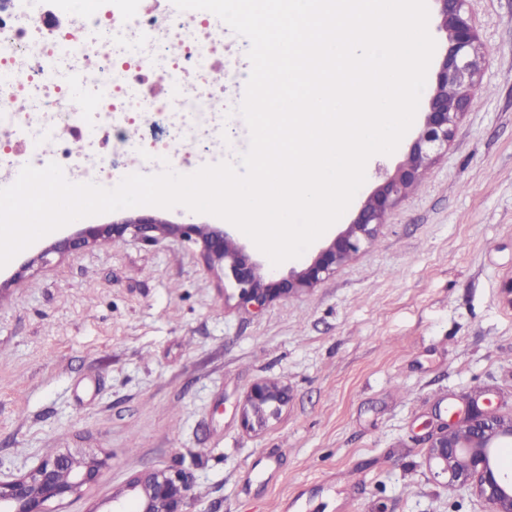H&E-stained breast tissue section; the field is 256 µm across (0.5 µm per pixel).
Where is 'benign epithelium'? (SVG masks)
<instances>
[{
	"label": "benign epithelium",
	"instance_id": "obj_1",
	"mask_svg": "<svg viewBox=\"0 0 512 512\" xmlns=\"http://www.w3.org/2000/svg\"><path fill=\"white\" fill-rule=\"evenodd\" d=\"M440 17L439 28L446 32V43L431 61L428 72L435 86L425 101V121L410 146L405 161L392 176L373 190L357 216L331 243L318 250L311 262L282 277L279 272H261V266L237 242L238 229L231 224H172L153 215L137 212L107 225L84 224L56 241L45 251L24 262L5 280L0 293L34 264L50 253L77 250L102 241H117L129 232L145 240L177 235L197 237L211 266H219L224 281L234 290L239 303L261 309L278 296L293 290L315 287L323 276L345 263L369 244L389 212L422 179L433 161L448 150L456 122L470 102L472 79L478 68L479 47L466 0H434ZM286 394L266 381L255 383L246 396L242 422L253 428L251 418L262 419L269 408L285 402ZM512 444V415H500L480 407L478 400L466 401L463 413L431 435L428 458L436 463L448 486L469 491L488 504L491 512H512V474L503 471L493 456L503 444ZM110 457L77 458L58 453L41 458L20 475H0V512H49L47 505L83 492L98 483L109 467ZM67 478H62V474ZM190 489L188 475L178 469L148 471L127 485L136 502V512H184Z\"/></svg>",
	"mask_w": 512,
	"mask_h": 512
}]
</instances>
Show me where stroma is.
Wrapping results in <instances>:
<instances>
[{
	"instance_id": "stroma-1",
	"label": "stroma",
	"mask_w": 512,
	"mask_h": 512,
	"mask_svg": "<svg viewBox=\"0 0 512 512\" xmlns=\"http://www.w3.org/2000/svg\"><path fill=\"white\" fill-rule=\"evenodd\" d=\"M485 53L471 103L374 241L316 287L238 305L200 241L125 236L0 293V472L109 456L53 512H107L148 470L190 478L184 512H488L434 478L428 433L471 397L512 413V0H468ZM374 176L302 258L350 224ZM286 401L256 431L257 381ZM264 457L269 483L245 471ZM285 399V392L275 384L266 381L256 382L246 396V404L242 412L243 425L247 429H252L251 416L257 418L258 421L262 420L269 408L274 405V409H277V406L283 404Z\"/></svg>"
}]
</instances>
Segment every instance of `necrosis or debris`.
<instances>
[{
  "label": "necrosis or debris",
  "instance_id": "necrosis-or-debris-1",
  "mask_svg": "<svg viewBox=\"0 0 512 512\" xmlns=\"http://www.w3.org/2000/svg\"><path fill=\"white\" fill-rule=\"evenodd\" d=\"M243 55V46L214 34L204 13L161 14L140 4L50 25L16 0H5L0 172L13 173L20 158L37 168L49 160L72 180L97 184L113 181L117 157L129 150L152 165L164 159L188 168L199 143L225 155L229 116L217 107L226 96L220 73L248 80L239 65ZM77 93L88 104L85 111L69 108ZM17 97L26 100L27 111L13 110ZM154 110L168 115V137L148 145L126 140L125 131Z\"/></svg>",
  "mask_w": 512,
  "mask_h": 512
}]
</instances>
